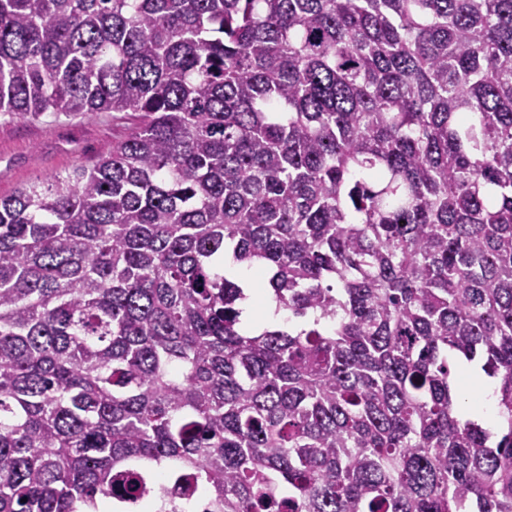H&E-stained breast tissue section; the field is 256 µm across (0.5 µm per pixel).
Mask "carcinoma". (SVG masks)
<instances>
[{
  "label": "carcinoma",
  "mask_w": 512,
  "mask_h": 512,
  "mask_svg": "<svg viewBox=\"0 0 512 512\" xmlns=\"http://www.w3.org/2000/svg\"><path fill=\"white\" fill-rule=\"evenodd\" d=\"M95 112L0 198V512H512V0H0V113Z\"/></svg>",
  "instance_id": "obj_1"
}]
</instances>
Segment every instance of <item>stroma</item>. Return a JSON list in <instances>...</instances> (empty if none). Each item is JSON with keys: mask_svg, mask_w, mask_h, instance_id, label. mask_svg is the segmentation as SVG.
<instances>
[{"mask_svg": "<svg viewBox=\"0 0 512 512\" xmlns=\"http://www.w3.org/2000/svg\"><path fill=\"white\" fill-rule=\"evenodd\" d=\"M124 133L123 123L107 113L28 120L0 115V197L36 177L64 174L94 160Z\"/></svg>", "mask_w": 512, "mask_h": 512, "instance_id": "stroma-1", "label": "stroma"}]
</instances>
